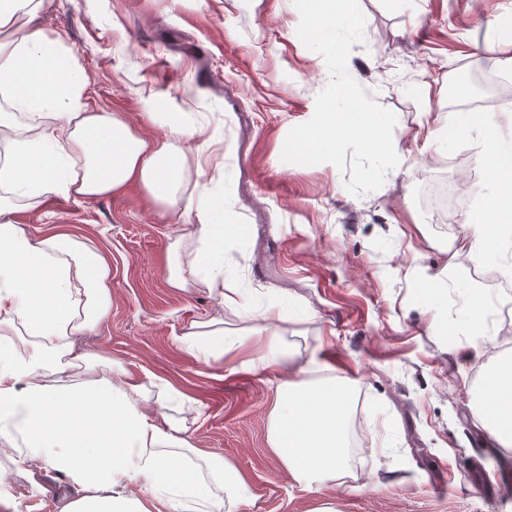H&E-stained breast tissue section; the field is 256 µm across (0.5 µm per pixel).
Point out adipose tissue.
Instances as JSON below:
<instances>
[{
    "label": "adipose tissue",
    "mask_w": 512,
    "mask_h": 512,
    "mask_svg": "<svg viewBox=\"0 0 512 512\" xmlns=\"http://www.w3.org/2000/svg\"><path fill=\"white\" fill-rule=\"evenodd\" d=\"M50 0H0V129L11 130L0 151V438L20 448L17 470L62 475L69 488L58 512H148L143 499L165 501L169 512H236L245 481L219 456L188 461V419L171 414L164 396L123 365L97 369L78 336L112 308V266L103 251L69 233L34 234L12 218L17 200L37 207L52 195L97 199L141 183L157 201L203 174L180 143L203 135L180 125L161 136L135 132L119 115L95 105L91 78L49 34L41 16ZM26 122L16 127V115ZM466 214L464 230L479 258L512 248V232L491 208ZM193 224L177 225L195 244L188 266L165 265L168 287L207 289L215 307L191 324L182 341L197 360L222 355L276 378L268 442L297 484L343 486L350 475L344 380H305L286 346L275 343L293 316L284 304L245 310L250 326L224 330V310L238 290L224 276V200L210 199ZM502 448L512 450V363L487 372L474 407Z\"/></svg>",
    "instance_id": "ef3b65f1"
}]
</instances>
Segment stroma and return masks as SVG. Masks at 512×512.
Listing matches in <instances>:
<instances>
[{
    "mask_svg": "<svg viewBox=\"0 0 512 512\" xmlns=\"http://www.w3.org/2000/svg\"><path fill=\"white\" fill-rule=\"evenodd\" d=\"M364 41L350 75L393 112V140L405 161L361 196L350 169L282 162L291 127L308 121L330 75L297 35L293 0H52L44 28L61 36L88 71L95 104L134 130L160 136L171 126L204 127L185 144L211 165L198 186L178 188L175 208L137 182L74 201L52 196L18 205L16 223L64 230L98 246L112 265V309L79 339L101 364L121 362L141 379L171 384L196 400L191 444L224 457L245 478L237 512H512L501 472L512 452L492 445L472 417L484 370L465 360L472 344L512 335V285L486 282L497 256L472 257L460 213L442 218L428 191L446 181L480 191L487 162L477 140L427 143V120L454 119L449 76L466 97L499 95L474 75L500 71L497 38L512 22V0H359ZM223 170H214V163ZM223 195L224 275L241 290L224 327H247L241 308L277 300L298 305L283 336L310 379L352 380L353 491L294 484L267 444L274 385L261 369L195 360L181 338L207 320L203 288H169L168 249L178 215ZM435 278L427 285L424 274ZM478 325L467 323L474 301ZM15 449L0 451L12 483L0 512H56L65 480L16 471Z\"/></svg>",
    "mask_w": 512,
    "mask_h": 512,
    "instance_id": "1",
    "label": "stroma"
}]
</instances>
